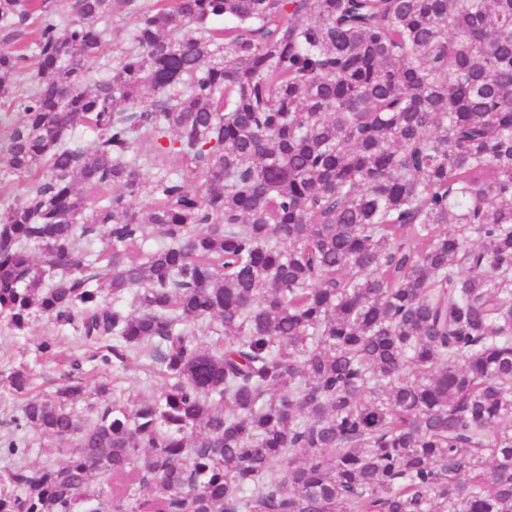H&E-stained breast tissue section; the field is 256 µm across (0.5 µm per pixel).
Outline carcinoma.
<instances>
[{
    "instance_id": "cac0c4a2",
    "label": "carcinoma",
    "mask_w": 512,
    "mask_h": 512,
    "mask_svg": "<svg viewBox=\"0 0 512 512\" xmlns=\"http://www.w3.org/2000/svg\"><path fill=\"white\" fill-rule=\"evenodd\" d=\"M0 102V324L102 374L0 512H512V0H0ZM133 26V17L126 13H116L112 17V40L104 46L106 56H115L122 48L127 47L126 35ZM121 378L119 386L124 389L122 397L125 402L136 401L143 395L151 394L152 390L147 391L143 388L145 382L150 383L153 390L158 389L161 385V379L145 375L139 366L138 360L134 358L131 359L128 370L121 375Z\"/></svg>"
}]
</instances>
